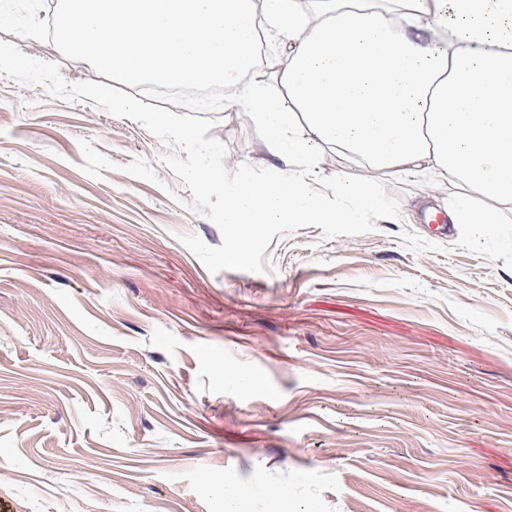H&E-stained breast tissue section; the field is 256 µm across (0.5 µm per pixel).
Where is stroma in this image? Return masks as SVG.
<instances>
[{"label":"stroma","mask_w":512,"mask_h":512,"mask_svg":"<svg viewBox=\"0 0 512 512\" xmlns=\"http://www.w3.org/2000/svg\"><path fill=\"white\" fill-rule=\"evenodd\" d=\"M47 9L0 0V40L108 81L48 39ZM111 84L213 119L228 169L276 162L236 91ZM166 151L0 77V512H224L227 479L252 512L280 489L297 512H512V213L446 230L425 209L453 185L385 174L399 218L302 227L263 271L214 273L179 237L221 232Z\"/></svg>","instance_id":"obj_1"}]
</instances>
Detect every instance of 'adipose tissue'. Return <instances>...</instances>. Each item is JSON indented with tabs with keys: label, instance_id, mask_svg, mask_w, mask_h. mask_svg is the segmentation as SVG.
Here are the masks:
<instances>
[{
	"label": "adipose tissue",
	"instance_id": "obj_1",
	"mask_svg": "<svg viewBox=\"0 0 512 512\" xmlns=\"http://www.w3.org/2000/svg\"><path fill=\"white\" fill-rule=\"evenodd\" d=\"M58 0L53 40L131 84L240 87L269 150L311 167L327 148L368 175L430 172L446 215L490 235L512 211V0ZM276 48L291 111L245 82L257 38ZM487 206H477V198ZM376 198L349 179L335 200L287 169L224 194L237 257L261 224H344Z\"/></svg>",
	"mask_w": 512,
	"mask_h": 512
}]
</instances>
